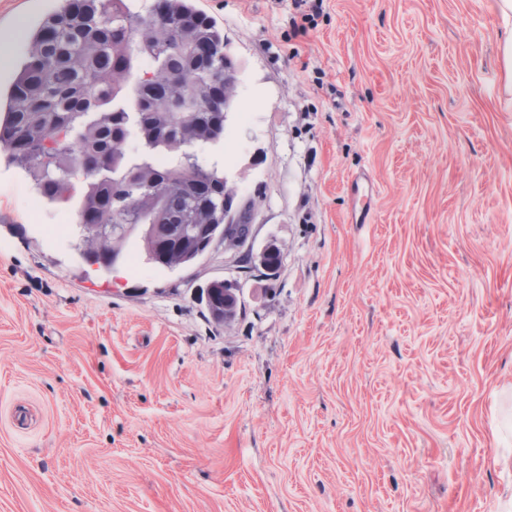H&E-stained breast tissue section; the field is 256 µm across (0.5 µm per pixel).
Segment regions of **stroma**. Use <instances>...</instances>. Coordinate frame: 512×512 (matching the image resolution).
<instances>
[{
    "label": "stroma",
    "mask_w": 512,
    "mask_h": 512,
    "mask_svg": "<svg viewBox=\"0 0 512 512\" xmlns=\"http://www.w3.org/2000/svg\"><path fill=\"white\" fill-rule=\"evenodd\" d=\"M61 0H0L29 24ZM240 109L200 159L255 201L166 270L79 248L78 200L0 165V512H505L512 465V94L496 0H197ZM377 191L354 224L349 185ZM239 288L231 327L205 290ZM323 0H292L291 6L294 14L291 17V37L298 38L308 34L310 30L316 28V18L322 10Z\"/></svg>",
    "instance_id": "35a3bbf8"
}]
</instances>
